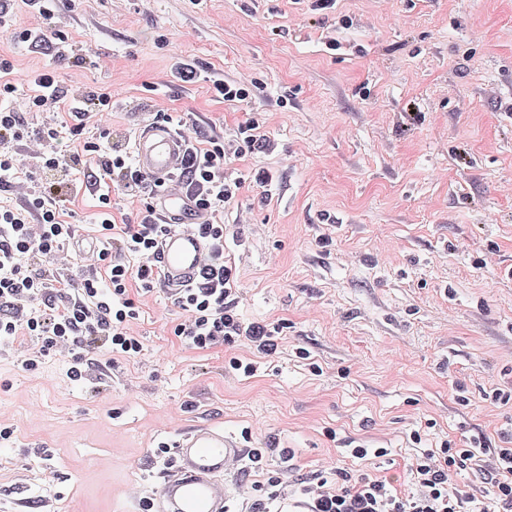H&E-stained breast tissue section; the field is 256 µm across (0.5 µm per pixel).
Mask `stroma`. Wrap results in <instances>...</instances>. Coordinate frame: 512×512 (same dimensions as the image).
Wrapping results in <instances>:
<instances>
[{"label": "stroma", "instance_id": "stroma-1", "mask_svg": "<svg viewBox=\"0 0 512 512\" xmlns=\"http://www.w3.org/2000/svg\"><path fill=\"white\" fill-rule=\"evenodd\" d=\"M74 55L30 51L0 32L11 82L55 69L108 88L115 133L165 113L232 137L256 117L269 155L232 160L273 175L224 211L239 310L284 319L273 356L246 377L236 342L185 348L166 288L138 296L142 352L77 383L59 349L0 344V512H144L164 460L154 448L204 423L275 447L287 503L335 468L412 490L408 467L443 441L497 448L512 432V0H59ZM335 48H328V38ZM260 90L247 104L172 83L178 58ZM247 211L250 225L237 224ZM388 449L367 461L346 449ZM295 452L283 462L278 451Z\"/></svg>", "mask_w": 512, "mask_h": 512}]
</instances>
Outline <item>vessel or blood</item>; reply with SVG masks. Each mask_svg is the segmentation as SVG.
Instances as JSON below:
<instances>
[{"label":"vessel or blood","instance_id":"vessel-or-blood-1","mask_svg":"<svg viewBox=\"0 0 512 512\" xmlns=\"http://www.w3.org/2000/svg\"><path fill=\"white\" fill-rule=\"evenodd\" d=\"M185 147L182 133L151 120L141 124L134 147L140 171L162 186L156 201L162 217L176 226L164 236L158 254L162 282L172 293L194 284L208 251L195 230L206 217L176 179ZM173 448V463L154 494L155 512H226L230 493L224 477L244 458V449L207 424L181 433Z\"/></svg>","mask_w":512,"mask_h":512}]
</instances>
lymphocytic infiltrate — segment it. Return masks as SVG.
Returning <instances> with one entry per match:
<instances>
[{
    "label": "lymphocytic infiltrate",
    "instance_id": "obj_1",
    "mask_svg": "<svg viewBox=\"0 0 512 512\" xmlns=\"http://www.w3.org/2000/svg\"><path fill=\"white\" fill-rule=\"evenodd\" d=\"M24 4L43 25L17 31L15 38L27 48L41 49L55 36V0H24ZM30 81L32 94L19 100L12 82L0 83V141L29 145L24 153L15 148L0 152V189L12 187L30 160H38L42 173L24 207L0 205V341L40 339V348L20 361L26 371L36 370L58 344L69 345L73 355L67 375L78 382L93 367L96 348H103L113 360H128L141 352L140 339L129 331L139 315L129 292L136 287L148 293L160 283L157 255L169 227L153 206L158 181L136 168L125 140L114 136L111 90L68 89L51 70L31 76ZM62 103L74 119L70 128L47 122L29 133L28 115ZM89 125L98 130L97 138H84ZM272 149L254 119L240 123L230 139L200 131L186 141L179 178L209 217L197 230L210 244L197 281L175 296L186 317L172 332L189 349L209 351L239 340L259 357L278 349L283 323L248 321L238 311L236 264L227 252L224 224V209L237 199L245 180L262 188L272 183L264 168L247 178L232 176L228 161ZM74 172L83 174L98 198L94 224L102 242L101 249L85 256L88 273L77 282L56 263L59 252L75 237L74 225L61 219L56 181ZM116 189L137 201L134 223L115 222L112 192ZM268 454L265 448L247 451L250 469L263 476L249 512H273L281 500V477L265 469ZM468 468L483 474L490 486L489 503L482 512H512V448L495 449L491 458L484 459L473 449L447 443L437 453L416 458L411 468L416 485L412 495H401L370 474L339 469L303 485L298 506L302 512H471V496L448 485L450 474Z\"/></svg>",
    "mask_w": 512,
    "mask_h": 512
}]
</instances>
